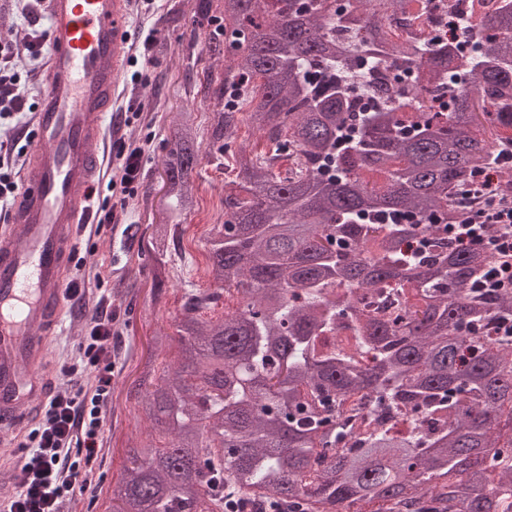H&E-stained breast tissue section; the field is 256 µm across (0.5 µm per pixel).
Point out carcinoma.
Segmentation results:
<instances>
[{
	"label": "carcinoma",
	"mask_w": 512,
	"mask_h": 512,
	"mask_svg": "<svg viewBox=\"0 0 512 512\" xmlns=\"http://www.w3.org/2000/svg\"><path fill=\"white\" fill-rule=\"evenodd\" d=\"M416 0H224V100L213 145L242 122L267 149L232 152L224 222L206 238L214 288L184 294L177 365L133 382L165 443L128 449L112 512H229L248 497L280 512H512V296L473 288L493 261L448 242L470 171L512 144V0L458 58L417 31L395 48L384 18ZM363 78L382 102L357 108ZM202 150L192 114L163 159L167 209L193 205ZM160 224L149 242L166 278ZM395 292L400 311L359 307ZM237 298L232 313L199 312ZM374 426L342 430L344 404Z\"/></svg>",
	"instance_id": "obj_1"
}]
</instances>
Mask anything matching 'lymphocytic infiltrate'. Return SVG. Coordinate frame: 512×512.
I'll list each match as a JSON object with an SVG mask.
<instances>
[{
  "instance_id": "1",
  "label": "lymphocytic infiltrate",
  "mask_w": 512,
  "mask_h": 512,
  "mask_svg": "<svg viewBox=\"0 0 512 512\" xmlns=\"http://www.w3.org/2000/svg\"><path fill=\"white\" fill-rule=\"evenodd\" d=\"M111 153L115 166L106 185L111 203L98 218L102 227L117 223L134 195L145 149L117 137ZM448 236L460 246L479 248L494 257L478 288L512 294V208L490 207L485 214L449 225ZM115 334L112 317L102 312L91 318L75 363L66 370L67 388L47 398L40 422L27 435L26 452L16 468L15 492L0 503V512H61L76 489L90 484V463L107 421ZM81 369L93 374V384L76 380Z\"/></svg>"
}]
</instances>
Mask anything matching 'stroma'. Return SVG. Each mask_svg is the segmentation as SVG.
Here are the masks:
<instances>
[{
	"label": "stroma",
	"mask_w": 512,
	"mask_h": 512,
	"mask_svg": "<svg viewBox=\"0 0 512 512\" xmlns=\"http://www.w3.org/2000/svg\"><path fill=\"white\" fill-rule=\"evenodd\" d=\"M129 2L130 32L147 30L154 39L150 56L143 63L150 81L132 84L129 76L134 69L126 67L128 79L119 86L112 114L117 117L127 108L140 109L141 118L126 125L125 137L136 143L150 140L151 147L142 161L137 193L129 200L120 223L91 239L79 235L76 242L71 276L91 289L95 286L94 273H103V286L120 316V336L114 343L116 368L108 426L93 462L95 480L73 501L64 503V512H109L110 490L127 464L129 440H146L147 425L138 416L135 400L128 398L127 388L138 377L146 358H153L159 367L172 362L173 353L152 352L154 332L172 331L186 291L210 288L204 273V243L211 226L224 220V184L233 177L223 154L210 140L214 101L197 91L204 72H224L223 61L211 59L203 51L212 26L198 14L196 0H154L148 7L143 0ZM46 27L39 0H13L10 12L0 14V31L13 32L17 37L32 39L45 34ZM187 112L193 115L203 154L194 177L196 207L179 221L175 244L166 257L169 273L164 294L156 302L151 295L155 258L148 251L127 246L125 230L136 224L147 237L155 224L167 220L161 161L168 140ZM86 322V317L69 315L60 336L54 337L49 367L53 387L66 384L64 369L74 359Z\"/></svg>",
	"instance_id": "1"
}]
</instances>
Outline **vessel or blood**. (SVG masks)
<instances>
[{"mask_svg":"<svg viewBox=\"0 0 512 512\" xmlns=\"http://www.w3.org/2000/svg\"><path fill=\"white\" fill-rule=\"evenodd\" d=\"M49 56L22 190L0 223V425L48 396L49 338L66 321L76 234L110 172L112 100L128 57V0H45Z\"/></svg>","mask_w":512,"mask_h":512,"instance_id":"vessel-or-blood-1","label":"vessel or blood"}]
</instances>
